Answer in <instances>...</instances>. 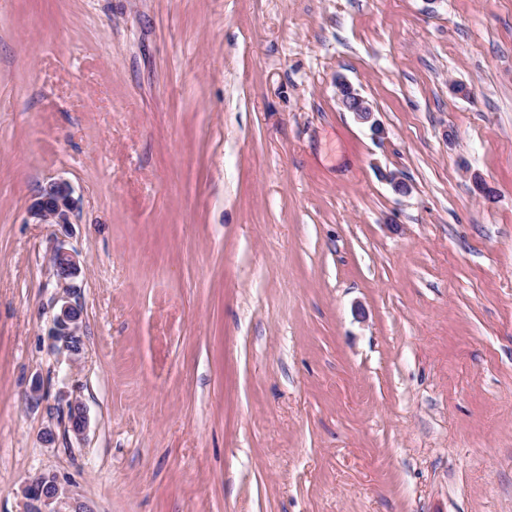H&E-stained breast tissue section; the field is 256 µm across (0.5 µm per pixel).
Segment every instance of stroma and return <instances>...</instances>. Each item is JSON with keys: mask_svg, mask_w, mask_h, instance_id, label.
I'll return each mask as SVG.
<instances>
[{"mask_svg": "<svg viewBox=\"0 0 512 512\" xmlns=\"http://www.w3.org/2000/svg\"><path fill=\"white\" fill-rule=\"evenodd\" d=\"M39 473L84 512H512V0H0V512ZM337 88L340 93L338 100L342 107L348 112H352L361 123L368 124L375 138H383L385 135L384 127L375 118V112L368 101L354 91L353 87L344 79L337 80ZM75 208L73 189L63 179L51 181L40 193L29 210L30 217L38 224H72ZM50 272L62 289L57 301L60 302L59 309L54 316L50 336L53 341L61 342L71 356L76 357L82 351V306L74 297L76 288L71 281L80 272L79 260L63 246H57L50 257Z\"/></svg>", "mask_w": 512, "mask_h": 512, "instance_id": "1", "label": "stroma"}]
</instances>
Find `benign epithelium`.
Wrapping results in <instances>:
<instances>
[{
	"instance_id": "1",
	"label": "benign epithelium",
	"mask_w": 512,
	"mask_h": 512,
	"mask_svg": "<svg viewBox=\"0 0 512 512\" xmlns=\"http://www.w3.org/2000/svg\"><path fill=\"white\" fill-rule=\"evenodd\" d=\"M338 100L342 107L353 113L355 118L369 125L374 137H384L385 130L375 118L368 101L344 79L337 80ZM75 208L73 189L69 182L59 179L50 182L40 193L29 210L30 217L39 224L71 223V214ZM50 272L62 289L58 298L59 309L53 319L50 336L53 341L62 344L71 356L76 357L82 351L81 320L82 306L74 297L75 287L71 281L80 272L77 256L62 246L56 247L50 257ZM26 499L24 512H62L50 508L53 503L63 499L58 478L51 473H40L28 479L23 488Z\"/></svg>"
}]
</instances>
